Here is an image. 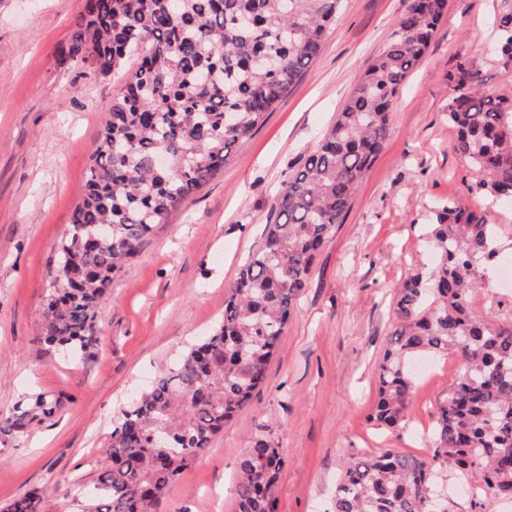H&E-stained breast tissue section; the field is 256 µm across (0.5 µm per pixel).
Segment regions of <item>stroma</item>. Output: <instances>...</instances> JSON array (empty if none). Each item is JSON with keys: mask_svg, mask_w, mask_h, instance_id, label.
Returning a JSON list of instances; mask_svg holds the SVG:
<instances>
[{"mask_svg": "<svg viewBox=\"0 0 512 512\" xmlns=\"http://www.w3.org/2000/svg\"><path fill=\"white\" fill-rule=\"evenodd\" d=\"M409 0H343L323 47L266 123L234 145L224 170L145 238L99 311L91 355L64 359L40 340L49 261L67 233L90 157L120 79L61 61L83 0H0V417L35 391L59 397L55 416L23 437L0 435V504L42 489L41 512H64L96 479L127 403L163 366L208 336L242 264L275 218L278 191L332 126ZM501 0H447L426 56L391 110L390 132L344 223L312 266L252 401L179 474L157 512H232L233 476L256 440L284 459L278 512H331L349 455L394 448L423 457V433L462 368L454 355L418 374L406 428L369 416L377 366L398 324L396 288L433 269L428 226L457 199L487 208L512 253V207L488 206L452 148L448 75L460 58L485 89L512 99V64L492 56ZM475 310L512 328V285L487 279ZM457 512H512V500L465 493L440 472Z\"/></svg>", "mask_w": 512, "mask_h": 512, "instance_id": "1", "label": "stroma"}]
</instances>
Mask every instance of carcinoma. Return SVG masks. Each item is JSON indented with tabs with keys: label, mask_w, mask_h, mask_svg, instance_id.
Segmentation results:
<instances>
[{
	"label": "carcinoma",
	"mask_w": 512,
	"mask_h": 512,
	"mask_svg": "<svg viewBox=\"0 0 512 512\" xmlns=\"http://www.w3.org/2000/svg\"><path fill=\"white\" fill-rule=\"evenodd\" d=\"M447 0H410L392 37L358 79L336 121L275 198L276 217L224 300L210 336L163 369L124 411L75 512H152L180 472L262 387L313 262L389 134L390 108L425 56ZM342 0H85L57 48L96 76L121 77L90 158L83 196L53 260L43 341L71 354L93 345L112 281L156 224L224 169L236 142L262 127L315 61ZM496 52L512 61V7L496 19ZM453 149L491 205L512 202V100L487 94L461 61L451 78ZM111 236L94 240L99 228ZM499 225L448 200L429 225L436 260L397 287L398 326L378 365L370 420L406 421L412 364L454 354L463 368L438 402L430 459L386 449L345 462L333 512H432L436 466L484 496L512 495V328L472 306L500 265ZM57 398L34 393L0 418L25 433L52 418ZM164 430L168 443L153 437ZM282 453L258 440L240 460L235 512H277ZM33 492L0 512H39Z\"/></svg>",
	"instance_id": "carcinoma-1"
}]
</instances>
